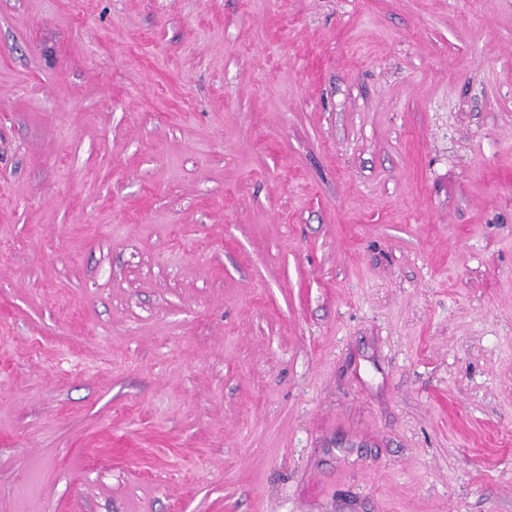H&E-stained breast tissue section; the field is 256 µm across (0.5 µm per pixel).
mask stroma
<instances>
[{"mask_svg":"<svg viewBox=\"0 0 512 512\" xmlns=\"http://www.w3.org/2000/svg\"><path fill=\"white\" fill-rule=\"evenodd\" d=\"M0 512H512V0H0Z\"/></svg>","mask_w":512,"mask_h":512,"instance_id":"35a3bbf8","label":"stroma"}]
</instances>
